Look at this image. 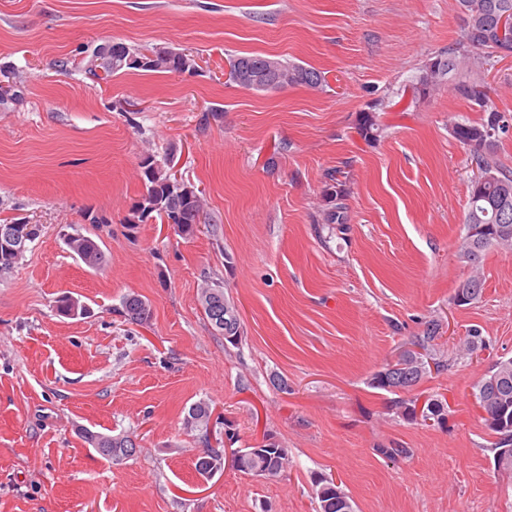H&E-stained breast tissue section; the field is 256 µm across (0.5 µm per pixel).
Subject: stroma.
I'll use <instances>...</instances> for the list:
<instances>
[{
	"label": "stroma",
	"mask_w": 512,
	"mask_h": 512,
	"mask_svg": "<svg viewBox=\"0 0 512 512\" xmlns=\"http://www.w3.org/2000/svg\"><path fill=\"white\" fill-rule=\"evenodd\" d=\"M462 35L456 0H0V68L25 88L0 109V222L41 228L0 274V512H317L320 477L355 512H512L473 397L492 360L512 357V249L487 253L480 299L453 301L476 168L449 128L480 115L447 86L421 104L404 91ZM106 41L186 50L198 71L98 85L55 68ZM246 53L326 83L243 89L228 60ZM381 98L384 131L364 142L358 117ZM168 153L211 217L191 237L127 223L142 159ZM330 169L347 176L336 232L319 221ZM74 230L99 243L102 268L69 254L60 234ZM207 279L239 311L238 345L202 312ZM129 293L150 303L148 324L120 316ZM63 295L87 314L61 316ZM431 323L448 367L416 393L446 402L441 425L369 385ZM474 327L486 347L462 354ZM197 402L212 411L204 431L185 424ZM84 428L130 435L137 452L104 459ZM267 433L288 450L286 476L231 462L197 474L204 445L231 455ZM400 446L409 458L383 456Z\"/></svg>",
	"instance_id": "stroma-1"
}]
</instances>
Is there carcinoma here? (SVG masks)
Wrapping results in <instances>:
<instances>
[{
    "instance_id": "carcinoma-1",
    "label": "carcinoma",
    "mask_w": 512,
    "mask_h": 512,
    "mask_svg": "<svg viewBox=\"0 0 512 512\" xmlns=\"http://www.w3.org/2000/svg\"><path fill=\"white\" fill-rule=\"evenodd\" d=\"M463 20V40L448 52L439 55L442 64L434 68L425 62L420 73L409 85L411 102L418 104L431 96L443 85H448L462 99L472 105V109L482 113L476 122H456L450 128L451 136L471 151V161L477 173L471 179L464 228L470 230L472 224L488 225L487 242L481 244L469 234H464L459 244L458 255L475 274L466 278L474 289L471 300L482 295L483 279L478 269L483 264L486 253L495 247H512V169L502 165L496 157L499 139L512 131V122L490 101L486 81L488 68L494 59L512 57V38L499 33V21L506 11L512 13V0H457ZM477 49L482 56L471 55ZM83 57L79 59L61 57L54 65L64 71L81 69L94 83H108L117 74L129 70L162 71L170 73H190L196 71L193 56L170 48L152 50L130 47L124 43H112V61H103L100 66L104 75L99 76L86 68V56L92 54L90 47L81 48ZM273 59L268 54L237 55L228 59L229 81L240 84V79L263 71L266 61ZM325 82L322 72L313 67L277 60L275 70L267 73L260 82L250 81L246 89L269 91L284 86H307L318 88ZM357 134L367 143H372L381 135L383 128L376 116L375 107L360 114ZM494 131L491 140L484 139L485 132ZM174 157L166 155L157 159L147 155L141 161L143 192L133 206L131 224H146L160 219L173 224L184 237H191L205 212V203L194 185L176 176L173 172ZM342 171L330 170L325 174L323 187L324 205L321 221L324 224L343 227L348 221L346 183L341 180ZM27 239L18 252L7 262H0V273L14 268L28 249V244L40 235L37 224H25ZM71 254L85 266L99 269L105 264V255L94 239L76 233L67 243ZM199 303L212 329L232 345L241 338L242 325L236 306L224 295V288L211 282L200 290ZM121 313L126 321L146 325L151 318V308L138 294H128L122 298ZM439 339V328L430 323L424 336L411 343V347L400 352L397 360L375 372L370 385L398 395L393 401L394 409L407 417H422L423 420L442 424L446 420L447 407L438 398H428L417 409L418 398L408 396L434 368L445 369L447 363L429 353ZM485 345L479 330L474 329L466 336L461 350L473 354ZM475 398L482 412L485 426L494 435L493 452L512 447V358L500 359L489 367L483 377L474 385ZM212 411L208 404L199 402L190 406L187 424L192 428H206ZM86 443L99 454L120 462L136 453L137 445L129 435H106L91 430L84 431ZM234 464L245 474L277 478L288 471L290 460L288 449L266 434L261 443L250 448H239L234 453ZM224 466V452L220 448H205L196 458V472L208 479ZM316 496L320 512H354L352 502L345 491L332 480H315Z\"/></svg>"
}]
</instances>
